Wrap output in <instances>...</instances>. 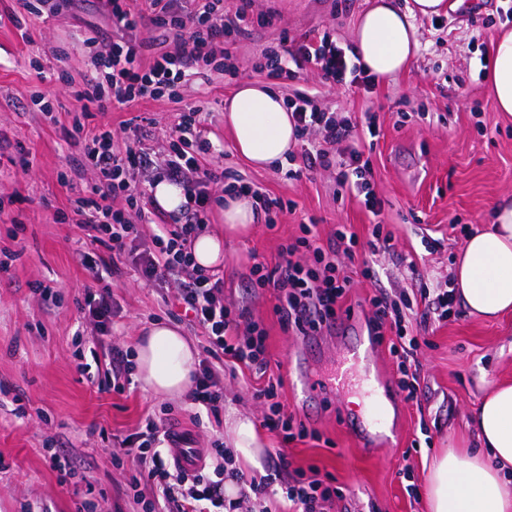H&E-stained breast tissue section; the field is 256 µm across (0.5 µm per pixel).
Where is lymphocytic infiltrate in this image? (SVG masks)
<instances>
[{
  "instance_id": "obj_1",
  "label": "lymphocytic infiltrate",
  "mask_w": 512,
  "mask_h": 512,
  "mask_svg": "<svg viewBox=\"0 0 512 512\" xmlns=\"http://www.w3.org/2000/svg\"><path fill=\"white\" fill-rule=\"evenodd\" d=\"M143 2L150 23L164 30L167 49L158 48L156 41L137 38L140 19L129 9L128 0H99L100 10L112 21V39L104 50L96 49L95 39H88L92 76L82 87L65 86V93L101 107L112 100L124 104L165 94L178 97L188 77L206 76L217 58L231 59L234 40L249 22V0H239L231 15L224 11V0ZM290 57L296 66L316 70L326 84L348 80L368 87L374 84L372 77L349 64L345 50L325 35H301ZM288 109L299 135L307 139L301 152L305 169H329L332 162L327 144L348 139L356 127L313 108L305 93L290 99ZM199 115L198 106L186 108L160 158L146 145L148 132L144 124L129 122L117 129L100 124L92 128L85 134L73 164L78 171L92 169L93 195L76 199V211L83 223L99 225L114 256L135 253V269L141 280L173 285L189 322L203 329L207 358L199 365L193 401L212 412L223 405L224 378L214 369V361L254 368L264 376L253 392L263 427L284 432L289 440L303 438L306 427L286 413L278 400L280 381L266 374L265 331L248 317L245 309L225 305L223 279L196 270L188 250L217 191L246 193L259 200V211L268 225L274 222V210L282 209L283 204L264 195L256 185L225 184L223 175L209 168L205 157L214 144ZM313 133L319 134V141H310ZM119 139L125 140V148H116ZM132 169L141 172L145 183H154L160 176L183 188L188 198L184 223H166L155 210L139 205L141 193L126 178ZM368 173L360 151L348 147L337 181L341 187L362 195L365 208L377 216L382 204L370 187ZM121 195L129 206L135 207V218H127L123 210L113 208V201ZM144 224L152 225L153 234L150 247L140 250L136 243ZM354 244L355 236L346 226H339L332 245L324 248L317 244L315 225H301L299 236L281 248L274 265L254 264L251 285L273 291L276 314L282 325L296 334L315 336L331 330L350 295L352 279L341 269L344 259L352 257ZM370 305L373 315L369 328L373 335L380 337L387 331L393 334L389 351L396 363L398 387L416 394L419 374L409 367L418 348L416 337L411 336L402 315H390L387 294L373 296ZM137 437L138 444L125 448L115 463H131V487L148 489L149 498L143 503L145 512H252L253 501L269 493L270 478L246 476L219 442H212L205 455L221 457L222 465L213 472L202 470L189 477L172 467L169 456L176 445L169 433L162 431L159 421L147 419ZM228 479L238 486V496L231 502L224 499V482ZM339 494V489L322 480L298 478L282 492L284 512H322L324 503Z\"/></svg>"
}]
</instances>
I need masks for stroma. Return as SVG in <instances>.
Instances as JSON below:
<instances>
[{
    "label": "stroma",
    "instance_id": "1",
    "mask_svg": "<svg viewBox=\"0 0 512 512\" xmlns=\"http://www.w3.org/2000/svg\"><path fill=\"white\" fill-rule=\"evenodd\" d=\"M368 4L252 0L253 15L271 12L275 18L250 25L239 37L234 74L212 73L207 85L190 78L176 99L111 103L85 125L117 127L137 116L152 118V145L161 154L182 107L200 105L211 140L223 146L209 158L210 168L226 181L256 184L284 205L275 226L257 220L248 235L225 240L219 276L225 303L245 307L266 331L267 371L281 378V400L306 422L309 434L286 443L278 433L258 429L260 464H242V471L273 473L282 482L300 471L317 472L325 484L343 490L330 512H429L433 460L443 448L471 446V413L493 384L512 381V314L483 320L459 303L443 321L406 312L418 339L420 392L416 401H402L390 444L368 450L346 425L367 409L360 392L325 389L307 408L295 381L300 369L331 371L343 351L342 327L324 332L317 351L301 350V336L281 325L271 293L248 288L252 265L275 264L300 225H316L324 247L338 225H346L357 236L355 260L345 266L353 280L349 322L366 328L369 301L378 292L400 305L418 298L421 283L451 280L466 236L486 225L498 199L512 196V117L497 111L486 78L494 34L512 29V0H459L448 14L417 19L419 50L408 70L372 89L325 85L308 68L275 78L260 69L263 50L284 35L293 40L325 32L352 50L353 24ZM99 31L111 33L112 22L97 0H80L58 13H32L19 0H0V139L8 154H22L30 165L26 171L0 165V512H79L85 502L95 503L97 512H136L134 491L112 457L147 416L190 429L199 448L230 442L234 418L259 417L252 397L256 378L244 366L224 369V404L215 413L185 397L153 395L136 381L121 393L99 386L111 374L109 358L83 318L92 280L76 251L113 257L97 228L76 225L75 200L90 196L94 176L88 170L73 174L78 151L66 134L82 104L62 91L63 81L79 86L89 75L84 41ZM250 80L268 83L286 100L310 93L318 109L355 122L362 113L375 114L380 135L373 143L361 141L360 130L352 136L361 142L371 188L383 202L380 217L336 180L345 144L331 146L333 165L326 171H302L298 156L260 169L238 155L224 123V102ZM291 169L297 178L288 177ZM377 221L394 241L389 252L375 256L370 241ZM371 259L379 264L375 281L361 274ZM116 261L119 271L109 286L120 312L103 342L134 351L141 328L161 320L179 324L196 347L204 346L201 329L184 321L177 306L164 304V287L138 280L130 258ZM39 284L50 287V295L36 292ZM92 362L99 372L91 378L83 367ZM54 454L65 462L68 480L52 467ZM281 456L288 465L278 470L274 463Z\"/></svg>",
    "mask_w": 512,
    "mask_h": 512
}]
</instances>
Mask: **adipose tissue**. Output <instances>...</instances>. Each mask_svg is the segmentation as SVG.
Wrapping results in <instances>:
<instances>
[{"label": "adipose tissue", "mask_w": 512, "mask_h": 512, "mask_svg": "<svg viewBox=\"0 0 512 512\" xmlns=\"http://www.w3.org/2000/svg\"><path fill=\"white\" fill-rule=\"evenodd\" d=\"M447 0H373L354 29V50L363 68L376 78L406 70L419 46L416 19L447 12ZM499 111L512 115V31L495 38L490 72ZM224 119L235 149L257 167L285 159L298 142L283 99L265 84L242 83L229 99ZM221 223L199 232L191 243L195 267L219 269L224 263L225 234L249 229L255 218L252 199L225 197ZM454 289L471 313L495 318L512 312V198L498 202L490 226L470 233L457 258ZM197 350L172 324L143 326L136 350L137 378L158 396L189 394ZM478 452L452 448L431 469L426 496L431 512H512V384L496 386L472 417Z\"/></svg>", "instance_id": "adipose-tissue-1"}]
</instances>
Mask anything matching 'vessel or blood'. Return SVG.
Segmentation results:
<instances>
[{
    "mask_svg": "<svg viewBox=\"0 0 512 512\" xmlns=\"http://www.w3.org/2000/svg\"><path fill=\"white\" fill-rule=\"evenodd\" d=\"M372 354V343L360 337L356 338L349 342L342 362L328 378L321 380L310 375L302 378L304 390L309 395L323 386L333 392L345 394L348 393L352 381L362 382L366 388L370 413L356 420L353 435L358 445L363 448L387 445L389 410L398 403L393 384L384 382L380 376L371 373ZM170 433L181 445L179 454L173 459L174 467L189 475L197 473L203 465L201 450L190 447V436L186 431L174 427Z\"/></svg>",
    "mask_w": 512,
    "mask_h": 512,
    "instance_id": "obj_1",
    "label": "vessel or blood"
}]
</instances>
